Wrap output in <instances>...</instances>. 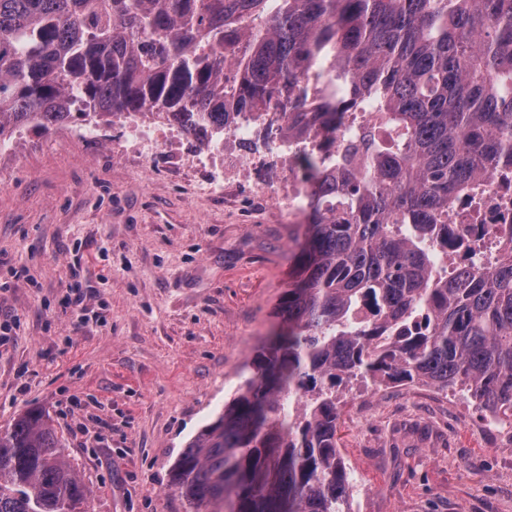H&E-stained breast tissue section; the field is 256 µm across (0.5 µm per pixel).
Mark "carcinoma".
<instances>
[{
	"mask_svg": "<svg viewBox=\"0 0 512 512\" xmlns=\"http://www.w3.org/2000/svg\"><path fill=\"white\" fill-rule=\"evenodd\" d=\"M281 114L312 192L281 328L186 445L169 487L213 512H350L339 389L433 384L512 417V251L446 269L488 233L460 195L512 169V0H0V142L76 117L157 112L201 145ZM361 149L307 140L356 113ZM35 409L0 429V512H85Z\"/></svg>",
	"mask_w": 512,
	"mask_h": 512,
	"instance_id": "cac0c4a2",
	"label": "carcinoma"
}]
</instances>
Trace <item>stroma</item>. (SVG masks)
I'll return each mask as SVG.
<instances>
[{"label":"stroma","mask_w":512,"mask_h":512,"mask_svg":"<svg viewBox=\"0 0 512 512\" xmlns=\"http://www.w3.org/2000/svg\"><path fill=\"white\" fill-rule=\"evenodd\" d=\"M200 151L184 138L147 165L63 125L0 147V317L14 319L0 428L30 409L49 417L88 512H207L170 489L172 465L280 326L305 210L248 223L234 197L201 195L172 162ZM76 271L80 311L67 303ZM425 393L345 388L352 512H512V430Z\"/></svg>","instance_id":"obj_1"}]
</instances>
